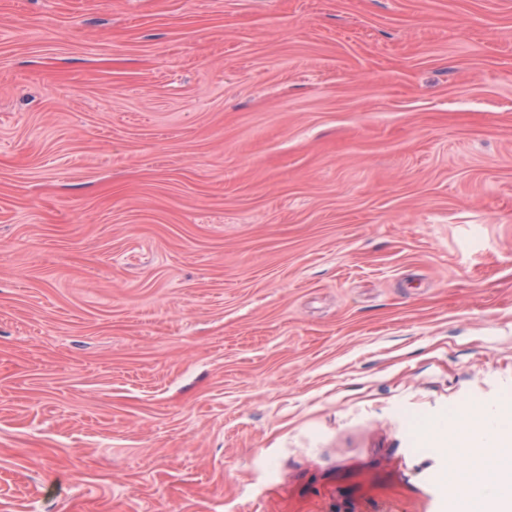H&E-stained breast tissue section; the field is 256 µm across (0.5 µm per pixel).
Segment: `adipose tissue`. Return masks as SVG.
<instances>
[{
  "label": "adipose tissue",
  "mask_w": 512,
  "mask_h": 512,
  "mask_svg": "<svg viewBox=\"0 0 512 512\" xmlns=\"http://www.w3.org/2000/svg\"><path fill=\"white\" fill-rule=\"evenodd\" d=\"M447 429L463 445L448 454L447 480L457 490L454 512H512V416L493 413L480 425L459 412ZM494 473L496 482L486 480Z\"/></svg>",
  "instance_id": "ef3b65f1"
}]
</instances>
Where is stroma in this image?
<instances>
[{
  "instance_id": "obj_1",
  "label": "stroma",
  "mask_w": 512,
  "mask_h": 512,
  "mask_svg": "<svg viewBox=\"0 0 512 512\" xmlns=\"http://www.w3.org/2000/svg\"><path fill=\"white\" fill-rule=\"evenodd\" d=\"M467 405L512 0H0V512H452Z\"/></svg>"
}]
</instances>
